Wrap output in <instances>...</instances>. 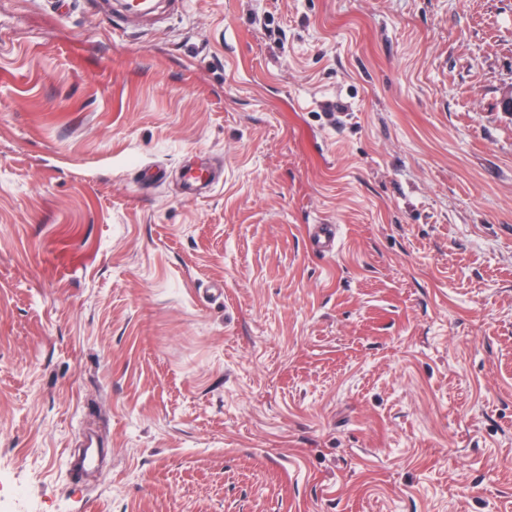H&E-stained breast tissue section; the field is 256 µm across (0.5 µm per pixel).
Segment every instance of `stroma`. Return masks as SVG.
Returning a JSON list of instances; mask_svg holds the SVG:
<instances>
[{
  "mask_svg": "<svg viewBox=\"0 0 512 512\" xmlns=\"http://www.w3.org/2000/svg\"><path fill=\"white\" fill-rule=\"evenodd\" d=\"M117 12L0 0V512H512V0ZM311 247L314 251L325 252L336 247V228L333 224H319L310 235Z\"/></svg>",
  "mask_w": 512,
  "mask_h": 512,
  "instance_id": "1",
  "label": "stroma"
}]
</instances>
